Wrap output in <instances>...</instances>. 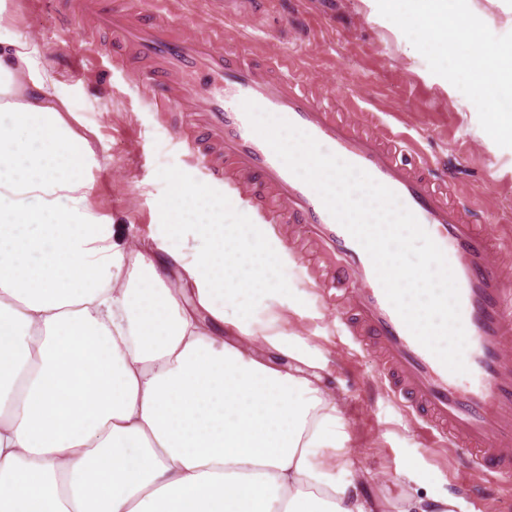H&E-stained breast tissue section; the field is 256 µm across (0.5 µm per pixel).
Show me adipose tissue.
<instances>
[{
    "label": "adipose tissue",
    "mask_w": 512,
    "mask_h": 512,
    "mask_svg": "<svg viewBox=\"0 0 512 512\" xmlns=\"http://www.w3.org/2000/svg\"><path fill=\"white\" fill-rule=\"evenodd\" d=\"M359 3L408 60L455 57L476 137L512 141V41L486 38L475 0ZM13 8L0 0V512H377L318 353L286 316L226 317L282 290L283 247L177 176L159 210L179 248L132 246L91 201L96 132Z\"/></svg>",
    "instance_id": "ef3b65f1"
}]
</instances>
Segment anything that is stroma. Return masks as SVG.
Instances as JSON below:
<instances>
[{
    "label": "stroma",
    "mask_w": 512,
    "mask_h": 512,
    "mask_svg": "<svg viewBox=\"0 0 512 512\" xmlns=\"http://www.w3.org/2000/svg\"><path fill=\"white\" fill-rule=\"evenodd\" d=\"M50 0H19L17 33L49 46L45 62L60 76V92L76 114L97 131V163L89 171L91 193L104 202L133 241H166L158 202L170 176L224 197L204 169L192 165L153 112L134 77L106 60L64 47L52 21ZM224 32L245 35L274 54L288 51L311 83L326 95L348 92L382 119L398 115L428 159L455 166L459 185L478 192L491 224L512 222V145L489 150L473 132L475 118L458 111L455 99L422 61H408L391 28L368 21L358 0H224ZM107 81L111 92L101 95ZM301 255L277 270L285 289L231 306L227 317L248 314L269 323L288 313V332L304 338L325 358L321 375L347 402L353 444L369 481L367 492L385 512H396L399 495L442 498L455 494L456 512H512V480H486L470 471L460 449L433 443L384 395L374 358L336 333L339 313L324 304L301 272Z\"/></svg>",
    "instance_id": "stroma-1"
}]
</instances>
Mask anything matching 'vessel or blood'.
Returning a JSON list of instances; mask_svg holds the SVG:
<instances>
[{"mask_svg":"<svg viewBox=\"0 0 512 512\" xmlns=\"http://www.w3.org/2000/svg\"><path fill=\"white\" fill-rule=\"evenodd\" d=\"M56 27L80 24L78 48L132 74L189 160L223 184L226 198L247 202L257 217L302 225L327 271L323 300H348L341 330L372 354L387 397L419 428L463 449L483 475L512 478V280L502 265L512 254V226L488 224L474 192L456 187L445 164L417 156L404 129L361 112L355 97L314 92L284 56L228 49L223 34L148 13L143 0H67ZM255 102L391 189L431 231L453 273L467 330L460 383L407 329L387 300L365 249L331 216L318 194L293 175L251 128L243 101ZM360 112V124L347 115Z\"/></svg>","mask_w":512,"mask_h":512,"instance_id":"b4317fda","label":"vessel or blood"}]
</instances>
